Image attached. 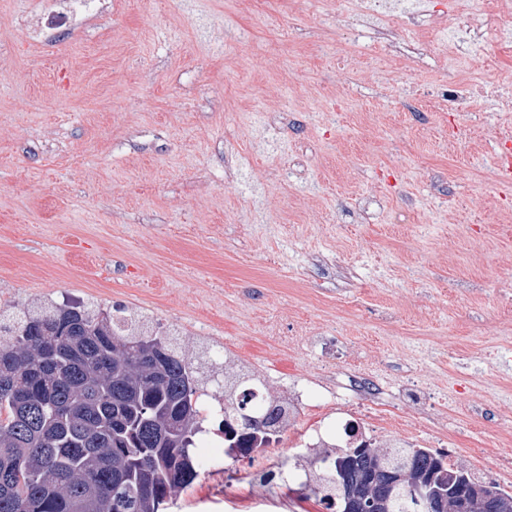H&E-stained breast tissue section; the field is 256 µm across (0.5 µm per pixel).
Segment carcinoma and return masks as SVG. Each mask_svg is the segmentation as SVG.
<instances>
[{"label":"carcinoma","instance_id":"obj_1","mask_svg":"<svg viewBox=\"0 0 512 512\" xmlns=\"http://www.w3.org/2000/svg\"><path fill=\"white\" fill-rule=\"evenodd\" d=\"M0 512H164L199 476L192 453L204 423L237 429L227 455L251 458L285 411L252 413L238 398L249 376L211 392L212 379L177 350L169 334L117 304L65 300L0 319ZM389 472L426 471L425 497L392 490L388 512H438L439 499L473 494L508 506L512 493L476 480L428 448L380 451ZM373 480L370 459L341 448L308 487L328 510L346 509L347 482Z\"/></svg>","mask_w":512,"mask_h":512}]
</instances>
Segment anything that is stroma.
<instances>
[{"label": "stroma", "instance_id": "obj_1", "mask_svg": "<svg viewBox=\"0 0 512 512\" xmlns=\"http://www.w3.org/2000/svg\"><path fill=\"white\" fill-rule=\"evenodd\" d=\"M37 9L0 0V310H142L273 399L321 378L320 336L390 393L413 364L452 408L449 463L500 483L469 445L512 433V362L492 353L512 348V188L492 177L512 111L402 109L456 79L455 46L339 27L335 0L316 19L292 0H112L110 25L51 55L13 31ZM169 512L326 510L228 457Z\"/></svg>", "mask_w": 512, "mask_h": 512}]
</instances>
